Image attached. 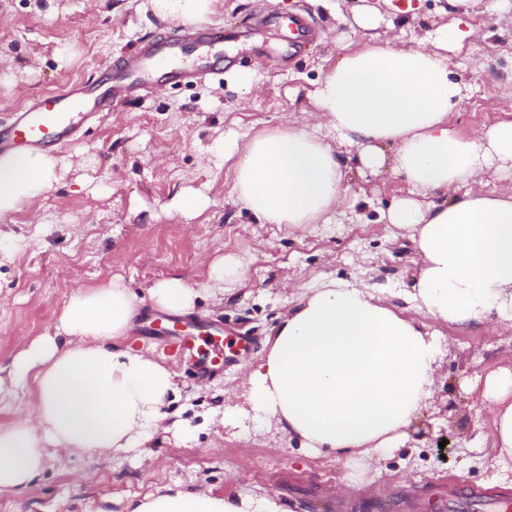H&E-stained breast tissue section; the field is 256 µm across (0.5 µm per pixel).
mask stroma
Masks as SVG:
<instances>
[{
  "label": "stroma",
  "instance_id": "35a3bbf8",
  "mask_svg": "<svg viewBox=\"0 0 512 512\" xmlns=\"http://www.w3.org/2000/svg\"><path fill=\"white\" fill-rule=\"evenodd\" d=\"M489 0H469L466 21L475 33L454 57V79L465 96L452 122L469 137L512 114V7L488 11ZM415 13L393 19L387 0H216L206 24L241 21L211 75L162 82L98 113L80 140L54 149L80 155L37 202L0 217V364L52 330L79 289L122 279L145 294L155 281L178 276L201 291L193 313L175 316L144 305L137 336L171 358L182 401L171 420L194 433L182 442L159 427L144 462L108 455L74 456L48 463L25 491L0 498V512H125L133 496L178 482L198 491L229 493L271 487L283 512H466L448 506V486L460 481L490 495H512V464L491 450L488 404L477 375L512 368V318L441 326L437 385L404 445L367 470V490L338 488L352 471L343 460L310 454L298 440L259 429L247 416L239 385L243 367L268 348L273 328L297 299L323 280L357 278L385 289L389 301L416 316L403 293L418 273L408 231L380 223V213L405 195L393 171L362 172L353 148L340 157L349 205L328 224L291 229L260 223L229 199L232 173L209 149L221 137L246 138L278 125L309 124L321 76L343 49L363 47L368 31L356 23L365 10L394 23L399 46L421 48L429 31L457 16L449 0H413ZM263 12L277 26H252ZM304 15L317 30L313 49L294 54L289 16ZM174 22L156 17L147 0H0V127L34 98L78 81L95 80L111 62L141 43L166 35ZM72 49L69 60L53 55ZM252 74L257 89L244 94L236 72ZM202 190L211 204L194 219L171 207L182 190ZM230 255L249 267L245 281L223 293L211 290L209 262ZM212 333L246 352L223 371L202 373L199 358L172 346L180 327ZM237 411L235 423L222 413Z\"/></svg>",
  "mask_w": 512,
  "mask_h": 512
}]
</instances>
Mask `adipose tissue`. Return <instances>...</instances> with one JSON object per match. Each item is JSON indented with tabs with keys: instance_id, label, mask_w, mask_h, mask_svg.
I'll use <instances>...</instances> for the list:
<instances>
[{
	"instance_id": "ef3b65f1",
	"label": "adipose tissue",
	"mask_w": 512,
	"mask_h": 512,
	"mask_svg": "<svg viewBox=\"0 0 512 512\" xmlns=\"http://www.w3.org/2000/svg\"><path fill=\"white\" fill-rule=\"evenodd\" d=\"M161 19L193 24L214 0H149ZM465 35L436 28L429 47L377 43L339 55L315 102L317 125L216 141L231 163V197L264 224H327L348 187L335 150H357L360 170L401 174L410 190L380 220L413 232L418 275L405 295L437 324L462 325L512 311V197L473 186V177L512 178V120L472 137L450 116L462 101L451 55ZM57 157L0 156V216L40 199L57 180ZM199 293L165 278L139 298L118 280L78 290L53 334L39 337L6 367L32 386L18 420L0 427V495L28 488L48 461L74 455L146 453L178 393L164 356L129 336L143 302L187 314ZM434 333L357 280H330L303 296L275 327L270 349L245 366L241 385L258 427L301 440L312 454L374 463L400 448L435 385ZM498 461L512 460V369L483 379ZM274 490L234 495L167 484L132 498L127 512H279Z\"/></svg>"
}]
</instances>
